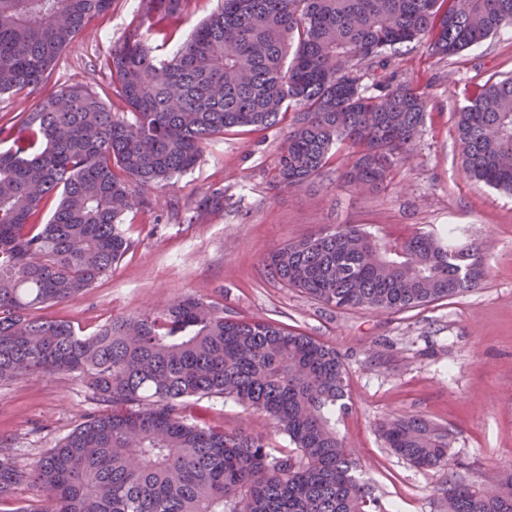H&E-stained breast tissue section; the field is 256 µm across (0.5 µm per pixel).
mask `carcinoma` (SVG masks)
Masks as SVG:
<instances>
[{"label":"carcinoma","instance_id":"obj_1","mask_svg":"<svg viewBox=\"0 0 512 512\" xmlns=\"http://www.w3.org/2000/svg\"><path fill=\"white\" fill-rule=\"evenodd\" d=\"M188 2L140 0L103 62L127 108L114 112L87 84L26 105L112 0H0V95L25 103L0 124V381L73 373L107 406L25 470L0 440V505L28 480L38 503L10 512H379L332 423L348 398L335 347L194 295L87 334L37 311L111 271L132 247L125 215L234 129L288 123L274 190L337 160L341 187L384 184L417 146L427 97L381 81L370 92L365 76L403 44L426 38L445 57L511 29L512 0H221L170 49ZM456 129L465 176L512 195V78L486 83ZM222 210L212 189L184 220ZM483 245H457L452 228L388 245L338 224L274 249L263 271L336 309L400 312L479 287ZM205 397L267 417L290 447L188 418ZM380 433L412 465L448 470L445 512H512V471L486 488L457 472L447 427L398 415Z\"/></svg>","mask_w":512,"mask_h":512}]
</instances>
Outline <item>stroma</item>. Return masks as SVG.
Returning <instances> with one entry per match:
<instances>
[{
    "label": "stroma",
    "mask_w": 512,
    "mask_h": 512,
    "mask_svg": "<svg viewBox=\"0 0 512 512\" xmlns=\"http://www.w3.org/2000/svg\"><path fill=\"white\" fill-rule=\"evenodd\" d=\"M136 19L130 0H112L89 34L63 50L41 86L47 96L85 82L121 111L100 61ZM385 74L425 90L427 114L414 156L387 186L348 191L337 165L308 186L273 193L269 183L287 133L240 128L208 145L175 193L156 192L152 207L126 218L132 249L79 299L45 308L46 316L90 331L181 294L224 305L229 315L275 320L333 345L348 371L349 399L336 410V431L362 466L382 512H442L436 490L447 471L420 469L393 454L379 426L414 414L447 426L460 471L484 481L512 466V196L469 181L456 135L458 110L491 79L512 75V30L448 57L412 43ZM212 187L224 210L183 223V213ZM328 224H358L402 239L454 226L459 242L485 237L488 275L465 296L396 313L338 310L270 282L263 259L277 245ZM195 415L228 430H265L263 415L234 401H191ZM102 406L75 375L0 384V438L20 467L56 447Z\"/></svg>",
    "instance_id": "stroma-1"
}]
</instances>
